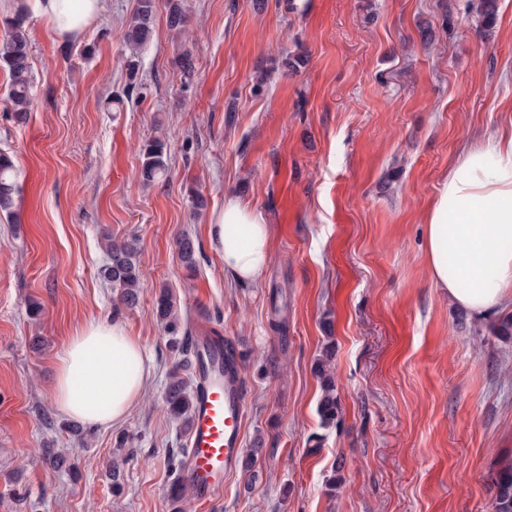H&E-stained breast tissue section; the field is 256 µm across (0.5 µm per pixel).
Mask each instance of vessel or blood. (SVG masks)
Here are the masks:
<instances>
[{
  "label": "vessel or blood",
  "instance_id": "obj_1",
  "mask_svg": "<svg viewBox=\"0 0 512 512\" xmlns=\"http://www.w3.org/2000/svg\"><path fill=\"white\" fill-rule=\"evenodd\" d=\"M222 344L199 337L194 351L193 413L182 478L198 504H208L241 457L246 385L238 364L223 363Z\"/></svg>",
  "mask_w": 512,
  "mask_h": 512
}]
</instances>
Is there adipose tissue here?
<instances>
[{"label":"adipose tissue","mask_w":512,"mask_h":512,"mask_svg":"<svg viewBox=\"0 0 512 512\" xmlns=\"http://www.w3.org/2000/svg\"><path fill=\"white\" fill-rule=\"evenodd\" d=\"M102 0H32V10L58 37L79 38ZM210 238L237 284L257 283L270 262V228L233 195L213 214ZM432 284L476 317L512 299V127L463 145L440 183L426 222ZM151 376L143 345L117 322H92L66 342L53 400L89 425L124 420Z\"/></svg>","instance_id":"ef3b65f1"}]
</instances>
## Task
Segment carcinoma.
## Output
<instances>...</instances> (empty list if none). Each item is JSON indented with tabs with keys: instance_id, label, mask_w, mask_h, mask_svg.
<instances>
[{
	"instance_id": "obj_1",
	"label": "carcinoma",
	"mask_w": 512,
	"mask_h": 512,
	"mask_svg": "<svg viewBox=\"0 0 512 512\" xmlns=\"http://www.w3.org/2000/svg\"><path fill=\"white\" fill-rule=\"evenodd\" d=\"M468 12L481 19L485 26L493 25L498 0H468ZM155 14V0H137V5L126 24L124 35L126 48V66L131 72L138 66V53L149 41ZM187 12L183 0H168L167 23L174 30H182L187 23ZM6 39L0 43V68L10 76L8 100L14 119L22 123L32 105L30 54L31 39L25 25V12L19 11L13 17L4 20ZM167 173L166 144L160 139L149 143L143 149L141 178L149 184ZM16 193V168L13 156L0 150V211L11 213ZM178 253L184 267L190 271L196 269V247L192 238L182 235L177 239ZM106 251L108 262L102 269V276L119 291V300L127 308L135 307L139 302L142 288L141 273L136 262V248L129 242L108 240ZM157 303V316L165 322L170 351L185 357L192 353V338L188 331L180 330L174 313V302L166 290H161ZM334 349L327 346L318 359L315 370L321 383V396L317 402V414L320 424L330 427L340 421L341 403L337 393L333 372L329 369ZM188 380L178 376V371L170 374L163 393V402L171 417L189 422L193 394L188 390ZM491 512H512V462L500 467L495 479V495L491 501Z\"/></svg>"
}]
</instances>
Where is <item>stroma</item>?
Listing matches in <instances>:
<instances>
[{
  "mask_svg": "<svg viewBox=\"0 0 512 512\" xmlns=\"http://www.w3.org/2000/svg\"><path fill=\"white\" fill-rule=\"evenodd\" d=\"M184 4L178 32L156 0L133 77L123 36L136 0H103L73 41L29 15L26 123L0 69V150L18 186L0 212V512H199L191 489L173 491L187 428L162 407L178 360L156 316L164 286L190 336L234 345L244 446L262 445L206 512H488L512 459V337L433 286L425 229L460 147L512 118V0L488 35L467 0ZM296 54L292 72L282 60ZM158 138L168 172L147 186L142 150ZM228 192L271 228L267 272L246 287L208 236ZM110 238L136 243V307L99 274ZM112 320L153 374L123 423L80 438L53 402L58 354L85 324ZM329 343L342 413L325 428L314 366ZM48 446L63 469L43 463Z\"/></svg>",
  "mask_w": 512,
  "mask_h": 512,
  "instance_id": "35a3bbf8",
  "label": "stroma"
}]
</instances>
